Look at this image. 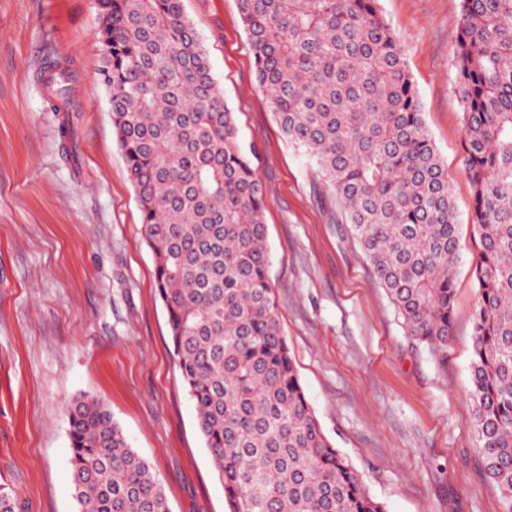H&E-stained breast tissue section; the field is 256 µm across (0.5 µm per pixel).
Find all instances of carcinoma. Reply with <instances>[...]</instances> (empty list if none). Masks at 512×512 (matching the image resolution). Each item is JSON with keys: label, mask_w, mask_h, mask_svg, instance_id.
<instances>
[{"label": "carcinoma", "mask_w": 512, "mask_h": 512, "mask_svg": "<svg viewBox=\"0 0 512 512\" xmlns=\"http://www.w3.org/2000/svg\"><path fill=\"white\" fill-rule=\"evenodd\" d=\"M183 0H96L112 127L136 191L182 382L228 512H385L323 432L273 301L266 189ZM259 86L336 197L406 333L447 360L456 212L378 0H238ZM479 303L472 424L512 506V0H462L454 39ZM70 71L47 80L74 111ZM79 512H170L102 401L66 408Z\"/></svg>", "instance_id": "obj_1"}]
</instances>
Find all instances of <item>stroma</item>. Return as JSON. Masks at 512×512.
Returning a JSON list of instances; mask_svg holds the SVG:
<instances>
[{
	"mask_svg": "<svg viewBox=\"0 0 512 512\" xmlns=\"http://www.w3.org/2000/svg\"><path fill=\"white\" fill-rule=\"evenodd\" d=\"M266 188L270 279L327 437L385 512H512L471 423L478 304L453 36L461 0H380L400 39L458 216L446 363L407 336L335 197L282 136L237 0H183ZM95 0H0V485L15 512H78L66 406L102 400L171 512H228L180 380L134 187L112 128ZM61 63L73 113L40 76Z\"/></svg>",
	"mask_w": 512,
	"mask_h": 512,
	"instance_id": "1",
	"label": "stroma"
}]
</instances>
